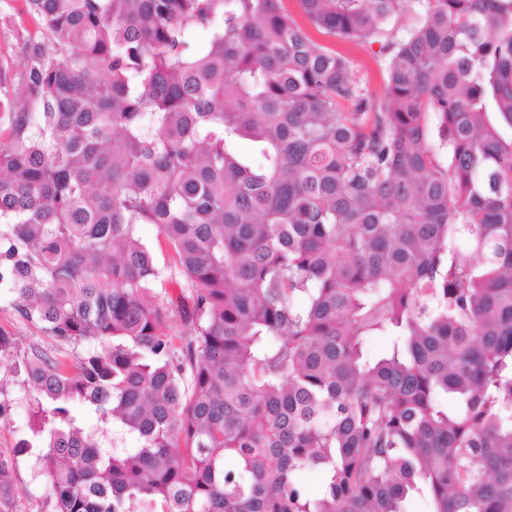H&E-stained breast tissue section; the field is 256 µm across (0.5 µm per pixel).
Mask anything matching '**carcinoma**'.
<instances>
[{
	"instance_id": "cac0c4a2",
	"label": "carcinoma",
	"mask_w": 512,
	"mask_h": 512,
	"mask_svg": "<svg viewBox=\"0 0 512 512\" xmlns=\"http://www.w3.org/2000/svg\"><path fill=\"white\" fill-rule=\"evenodd\" d=\"M25 2L0 294L82 353L0 331L29 413L0 512L20 457L47 512H512V0H298L388 38L380 94L284 0ZM139 235L153 251L156 263L159 266L167 265L171 257L162 243L157 227L153 224H142L139 228Z\"/></svg>"
}]
</instances>
